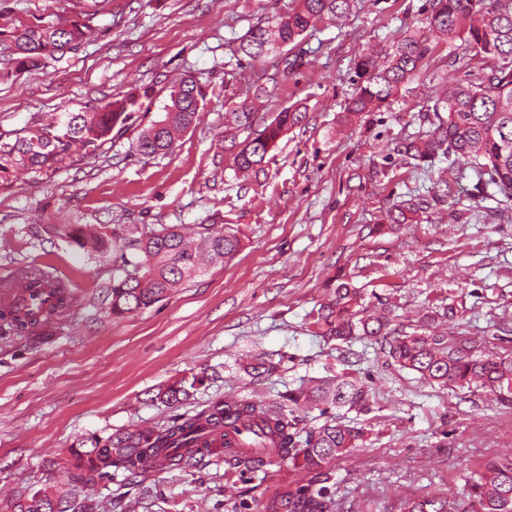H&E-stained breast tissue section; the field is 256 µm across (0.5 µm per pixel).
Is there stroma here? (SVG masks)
<instances>
[{
	"label": "stroma",
	"instance_id": "1",
	"mask_svg": "<svg viewBox=\"0 0 512 512\" xmlns=\"http://www.w3.org/2000/svg\"><path fill=\"white\" fill-rule=\"evenodd\" d=\"M424 0H353L350 12L304 34V63L291 74L274 56L238 64L231 51L294 0H0V32L63 10L91 20L94 40L69 61L31 72L0 64V132L34 113L76 112L149 89L141 113L112 142L54 171L0 180V282L24 267H50L75 304L51 342L0 332V512L24 489L53 487L100 512H272L273 501L308 485L302 466L275 461L253 474L209 456L187 468L148 471L91 486L68 484L63 468L90 434L153 428L173 412L196 414L234 396L267 403L345 374L369 390L368 411L335 414L365 430L361 447L333 461L331 493L346 512L427 494L453 496L484 459L512 455V404L478 389L443 388L391 365L379 343L327 340L314 318L339 283L360 288L362 305L412 331L433 307L440 326L512 351V211L477 193L432 201L427 166L399 148L422 129L443 81L481 77L492 61L459 39L436 41L419 79L378 112L345 123L353 64L418 26ZM193 77L204 88L199 117L168 152L144 156L136 141ZM264 117L292 107L306 120L286 131L263 171L243 174L224 141L225 115L244 99ZM426 199L395 231L389 211ZM231 225L240 248L169 298L116 318L105 311L115 265L37 223ZM276 362L269 377L243 364ZM203 375L179 409L151 402L162 383Z\"/></svg>",
	"mask_w": 512,
	"mask_h": 512
}]
</instances>
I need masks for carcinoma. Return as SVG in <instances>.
I'll return each instance as SVG.
<instances>
[{
	"instance_id": "cac0c4a2",
	"label": "carcinoma",
	"mask_w": 512,
	"mask_h": 512,
	"mask_svg": "<svg viewBox=\"0 0 512 512\" xmlns=\"http://www.w3.org/2000/svg\"><path fill=\"white\" fill-rule=\"evenodd\" d=\"M352 0H298V6L268 18L266 25L251 29L235 48L250 62L299 39L317 23L348 14ZM423 26L405 32L391 49L378 58L361 54L354 63L356 91L344 112L354 117L376 112L397 97L407 83L420 75L423 60L431 50L430 37L458 38L498 61L490 72L472 80L464 76L445 82L438 97L428 106L424 120L428 128L405 138L400 152L419 162L443 156L448 167L432 179V198L444 202L460 186L464 170L455 166L464 157L477 178V190L488 188L512 201V0H425ZM64 15L15 29L7 40H0V56L28 71L60 62L76 53L92 34V28L71 18L59 27ZM143 94L129 93L99 105L98 112H65L49 119L37 114L30 125L12 132L6 141L0 135V178L20 169H55L81 151L112 140L122 132L134 112L141 108ZM204 91L200 83L186 77L171 86L164 114L139 134L137 151L141 155L170 150L180 135L199 117ZM245 99L224 125V139L239 147L233 160L241 172H259L271 149L288 128L301 124L306 113L285 109L269 120L263 129H253L257 113ZM422 199H409L405 208L390 213L393 224H402L406 212L423 208ZM42 230L76 244L106 253L117 247L119 235L108 239L103 234L75 224H44ZM240 239L229 227L199 224L187 233L178 225H162L143 230L124 242L118 256L119 274L108 286V313L128 316L164 300L186 281L219 261L233 258ZM16 284L44 288L55 301L44 310L25 308L0 299V325L40 342L54 335L56 318L71 309L74 297L66 281L40 266L18 270L8 287ZM359 290L348 282L336 286L332 298L321 306L317 324L323 335L333 340L365 336L381 340L387 356L399 367L443 387L468 386L481 389L504 403H512V351L498 352L463 332H429L438 311L425 313L412 332L390 328L382 314L357 317ZM440 315L448 316V309ZM188 391L180 383L158 388L153 400L171 407L186 399ZM368 402L366 387L346 375L311 387L307 391H287L273 404L247 402L235 398L218 399L194 416H176L167 424L151 429L128 428L106 437L92 434L82 447L71 449L67 479L72 485H94L122 473L137 477L148 469L163 471L189 465L195 459L224 449V461L249 472L264 470L270 457L300 464L313 473L319 489L298 491L273 506L275 512H339L329 496V485L336 483L331 461L359 447L363 429L343 422L328 413L330 407L363 410ZM324 405V422L302 431L296 426L293 407ZM251 431L248 447L254 453L230 450L224 428L239 434L236 424ZM52 496L48 491L26 490L12 501L14 512H47ZM395 512H512V455L486 459L464 476L463 498H404Z\"/></svg>"
}]
</instances>
